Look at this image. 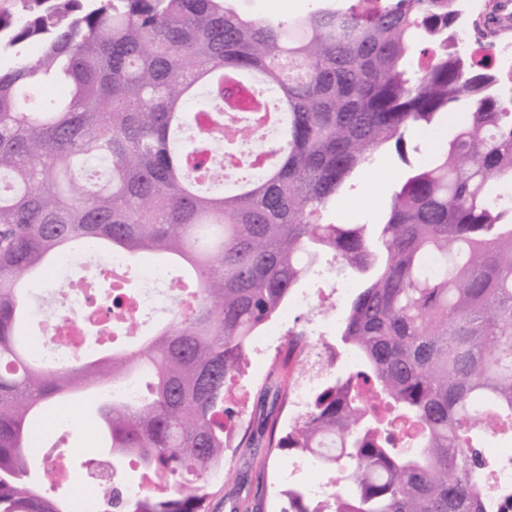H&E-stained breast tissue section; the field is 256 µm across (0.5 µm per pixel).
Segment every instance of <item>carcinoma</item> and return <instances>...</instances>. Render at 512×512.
<instances>
[{
	"label": "carcinoma",
	"mask_w": 512,
	"mask_h": 512,
	"mask_svg": "<svg viewBox=\"0 0 512 512\" xmlns=\"http://www.w3.org/2000/svg\"><path fill=\"white\" fill-rule=\"evenodd\" d=\"M232 2L0 13V512H70L50 471L47 490L31 478V416L137 372L150 397L114 394L97 422L154 487L126 497L115 477L112 508L204 512L252 339L327 252L362 282L340 328L361 366L248 442L301 458L336 443L324 463L342 486L323 505L281 490L291 512H509L482 448L512 441V80L488 47L464 51L455 0H323L292 26ZM458 105L469 121L429 161L410 156L408 132ZM264 117L276 137L258 171L194 162L237 154ZM381 149L406 167L381 222L329 221ZM72 247L190 266L191 307L130 348L48 364L28 340L30 284ZM263 392L289 397L275 369Z\"/></svg>",
	"instance_id": "cac0c4a2"
}]
</instances>
